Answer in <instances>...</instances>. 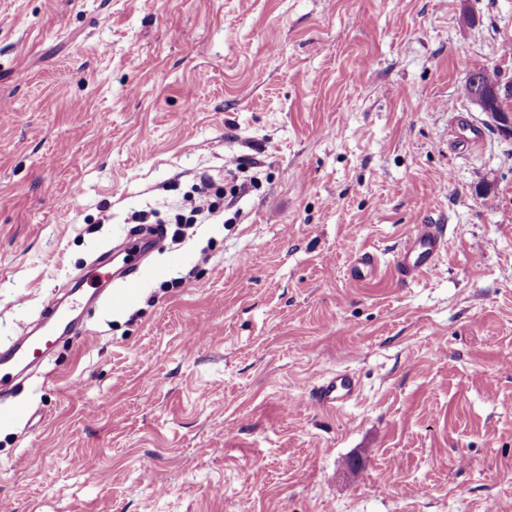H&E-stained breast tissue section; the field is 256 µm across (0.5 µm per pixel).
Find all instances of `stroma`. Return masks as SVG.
Instances as JSON below:
<instances>
[{
	"label": "stroma",
	"instance_id": "stroma-1",
	"mask_svg": "<svg viewBox=\"0 0 512 512\" xmlns=\"http://www.w3.org/2000/svg\"><path fill=\"white\" fill-rule=\"evenodd\" d=\"M479 68L512 83V0H0V348L134 214L231 157L257 181L0 398V512H512V139ZM418 224L447 245L406 281ZM378 272V256L370 251H363L357 254L349 266V276L356 282L369 280L376 276ZM359 391L356 376L348 371H340L313 386V399L325 409L340 410L354 401Z\"/></svg>",
	"mask_w": 512,
	"mask_h": 512
}]
</instances>
